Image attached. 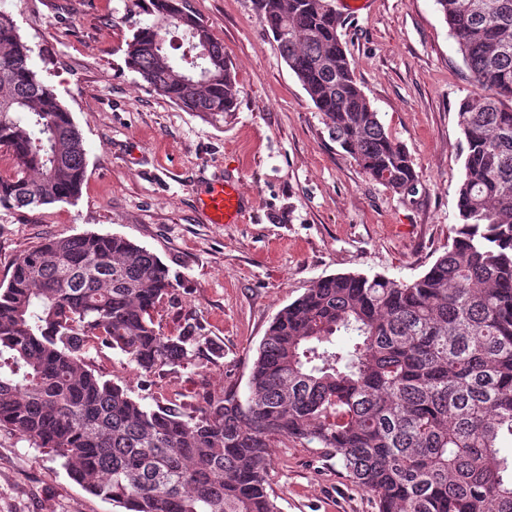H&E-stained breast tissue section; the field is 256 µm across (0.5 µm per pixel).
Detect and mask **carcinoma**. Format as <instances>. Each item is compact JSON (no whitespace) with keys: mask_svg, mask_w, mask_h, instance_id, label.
<instances>
[{"mask_svg":"<svg viewBox=\"0 0 512 512\" xmlns=\"http://www.w3.org/2000/svg\"><path fill=\"white\" fill-rule=\"evenodd\" d=\"M149 2L129 68L190 112L232 111L224 43L188 0ZM435 2L484 93L460 102L459 223L422 277L318 279L268 327L247 399L229 391L189 415L176 401L144 406L84 359L106 345L146 375L188 360L195 326H155L175 288L168 267L121 236L50 238L0 287V426L128 512H280L267 491L276 437L333 450L377 512H512V0ZM255 5L329 138L370 179L414 191L413 159L357 82L330 0ZM0 153L13 164L0 207L78 200L82 134L3 11Z\"/></svg>","mask_w":512,"mask_h":512,"instance_id":"1","label":"carcinoma"}]
</instances>
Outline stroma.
<instances>
[{
  "label": "stroma",
  "mask_w": 512,
  "mask_h": 512,
  "mask_svg": "<svg viewBox=\"0 0 512 512\" xmlns=\"http://www.w3.org/2000/svg\"><path fill=\"white\" fill-rule=\"evenodd\" d=\"M149 0H0L87 150L75 203L0 207V284L15 259L50 237L118 235L177 278L157 307L163 334L197 326L185 364L144 376L119 351L85 354L102 379L152 406L195 410L204 397L247 396L275 315L319 278L360 273L411 282L448 248L463 176L461 99L474 87L435 0H367L342 41L385 129L417 174L402 196L368 179L330 141L321 113L262 29L254 0H188L223 41L237 78L234 111L203 117L146 88L126 43ZM238 177L241 223L210 224L195 197ZM268 491L280 512H376L336 455L272 442ZM0 512H126L77 484L62 459L0 427Z\"/></svg>",
  "instance_id": "35a3bbf8"
}]
</instances>
